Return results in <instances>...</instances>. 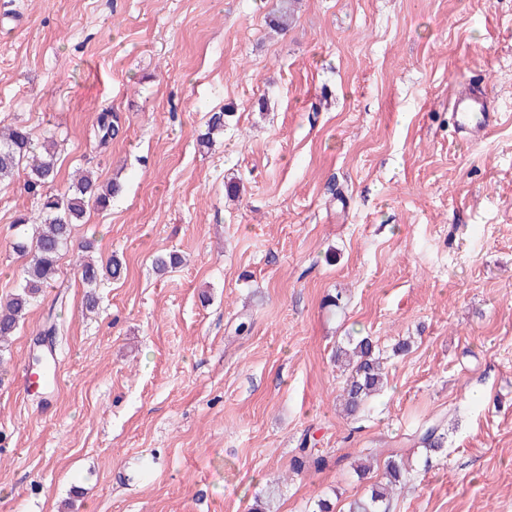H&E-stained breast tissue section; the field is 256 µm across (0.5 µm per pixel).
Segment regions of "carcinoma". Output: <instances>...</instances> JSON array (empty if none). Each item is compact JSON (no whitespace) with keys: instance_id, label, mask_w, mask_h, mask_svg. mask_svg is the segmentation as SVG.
I'll return each instance as SVG.
<instances>
[{"instance_id":"carcinoma-1","label":"carcinoma","mask_w":512,"mask_h":512,"mask_svg":"<svg viewBox=\"0 0 512 512\" xmlns=\"http://www.w3.org/2000/svg\"><path fill=\"white\" fill-rule=\"evenodd\" d=\"M224 116V111L210 115L207 131L199 137L201 146H212L213 136L224 132ZM118 133L119 126L114 124L112 115L105 112L99 117L93 142L104 147ZM56 155L57 142L53 134L46 131L38 135L22 123L0 125V183L13 179L23 168L27 170L25 190L39 202L38 212L24 213L14 223L16 233L11 247L26 261L15 291L0 300V344L14 335L29 308L54 281L61 252L72 246L73 226L84 223L89 207L106 210L123 191L122 184L117 181L105 185L83 175L62 192H48V185L58 174ZM90 248L89 242L77 246L76 265L83 284L91 289L105 275L120 279L122 260L114 256L99 266L86 256ZM332 358L345 366L340 394L343 412L356 417L384 385L381 352L370 337L350 336L346 344L336 346ZM413 441L425 451V462L429 463L433 458L445 455L448 429L442 420L424 423L416 430ZM310 460L317 466L321 464V459L313 457L304 438L298 456L293 459V470H303ZM409 476L403 454L392 453L381 480L371 486L366 496L351 501L348 512H389L392 497L406 485Z\"/></svg>"}]
</instances>
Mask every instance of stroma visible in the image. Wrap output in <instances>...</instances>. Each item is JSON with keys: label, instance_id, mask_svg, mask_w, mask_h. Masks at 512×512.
Wrapping results in <instances>:
<instances>
[{"label": "stroma", "instance_id": "stroma-1", "mask_svg": "<svg viewBox=\"0 0 512 512\" xmlns=\"http://www.w3.org/2000/svg\"><path fill=\"white\" fill-rule=\"evenodd\" d=\"M277 4L0 0V121L55 132L56 188L122 183L73 235L126 266L90 313L64 254L0 354V512H249L272 485V512H346L396 448L413 479L390 512H512V0H299L280 34ZM463 84L501 114L480 142L453 127ZM103 112L120 133L100 149ZM26 179L0 186V298ZM348 335L411 342L354 419L331 359ZM435 419L427 466L407 437ZM304 442L323 463L296 475ZM414 444H418L425 451V463L428 464L434 457H442L447 451L448 429L444 421L437 420L422 424L415 432Z\"/></svg>", "mask_w": 512, "mask_h": 512}]
</instances>
